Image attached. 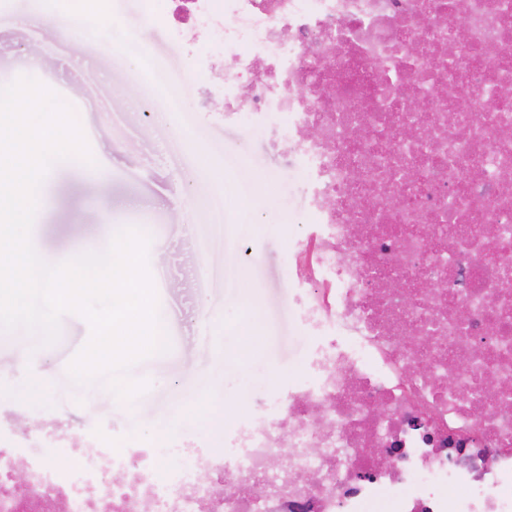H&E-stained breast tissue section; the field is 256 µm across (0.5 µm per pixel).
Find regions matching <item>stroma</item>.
<instances>
[{
    "label": "stroma",
    "instance_id": "35a3bbf8",
    "mask_svg": "<svg viewBox=\"0 0 512 512\" xmlns=\"http://www.w3.org/2000/svg\"><path fill=\"white\" fill-rule=\"evenodd\" d=\"M30 11V0H0V87L32 77L76 104L95 161L91 168L61 162L41 193L32 243L42 259L61 262L82 239L108 248L104 220L144 225L149 265L161 273L159 331L177 350L128 367L127 376L145 384L126 397L98 380L71 378L69 365L90 337L79 315L62 316L50 346L0 336V430L42 424L26 445L56 448L59 464L72 439L95 435L116 448L137 441L162 465L178 466L185 443L212 439L204 421L183 418L188 399L223 409L231 423L239 405L269 400L303 367L311 338L297 317L288 237L302 230L305 186L264 132L201 107L203 90L223 83L207 70L205 42L190 49L175 36L167 0H107L92 21L78 0L34 22ZM117 35L163 59L171 100L156 99L139 79L144 59L116 50ZM173 102L196 113L198 124L175 128ZM100 177L111 187L108 207ZM244 336L259 341L245 362L237 358ZM35 378L47 396L32 404L18 392Z\"/></svg>",
    "mask_w": 512,
    "mask_h": 512
}]
</instances>
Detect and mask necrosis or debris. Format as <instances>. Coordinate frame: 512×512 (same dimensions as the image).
<instances>
[{
	"label": "necrosis or debris",
	"instance_id": "4bbe7bcc",
	"mask_svg": "<svg viewBox=\"0 0 512 512\" xmlns=\"http://www.w3.org/2000/svg\"><path fill=\"white\" fill-rule=\"evenodd\" d=\"M169 19L189 45L211 30L204 107L267 131L308 188L314 347L176 469L99 441L60 468L1 435L0 512H512V0H170Z\"/></svg>",
	"mask_w": 512,
	"mask_h": 512
}]
</instances>
